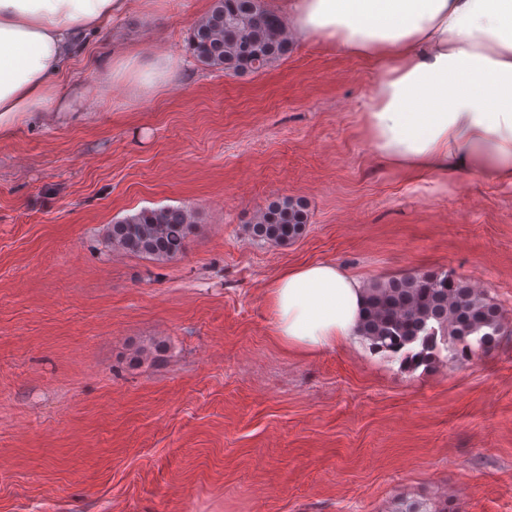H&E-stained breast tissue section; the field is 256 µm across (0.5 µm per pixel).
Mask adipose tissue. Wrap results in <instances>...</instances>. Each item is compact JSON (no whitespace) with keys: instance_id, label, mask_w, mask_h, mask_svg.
Segmentation results:
<instances>
[{"instance_id":"adipose-tissue-1","label":"adipose tissue","mask_w":512,"mask_h":512,"mask_svg":"<svg viewBox=\"0 0 512 512\" xmlns=\"http://www.w3.org/2000/svg\"><path fill=\"white\" fill-rule=\"evenodd\" d=\"M133 0H0V133L34 113L80 111L81 85L60 79L89 30L122 19ZM289 33L327 40L372 62L360 106L372 153L412 179L446 185L469 172L512 187V0H280ZM184 58L123 48L103 59L97 90L115 83L150 98L184 81ZM366 286L320 261L284 268L269 291L274 334L320 353L357 339Z\"/></svg>"}]
</instances>
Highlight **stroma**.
<instances>
[{
  "instance_id": "35a3bbf8",
  "label": "stroma",
  "mask_w": 512,
  "mask_h": 512,
  "mask_svg": "<svg viewBox=\"0 0 512 512\" xmlns=\"http://www.w3.org/2000/svg\"><path fill=\"white\" fill-rule=\"evenodd\" d=\"M200 2L90 31L66 75L84 111L0 138V512H512V335L410 372L364 341L285 347L268 296L305 262L370 284L433 269L512 322V188L384 165L359 132L375 69L322 39L259 74L197 64L143 102L99 96L114 49L185 55ZM283 197L305 231L256 243ZM166 206L195 214L183 255L106 248L110 224Z\"/></svg>"
}]
</instances>
